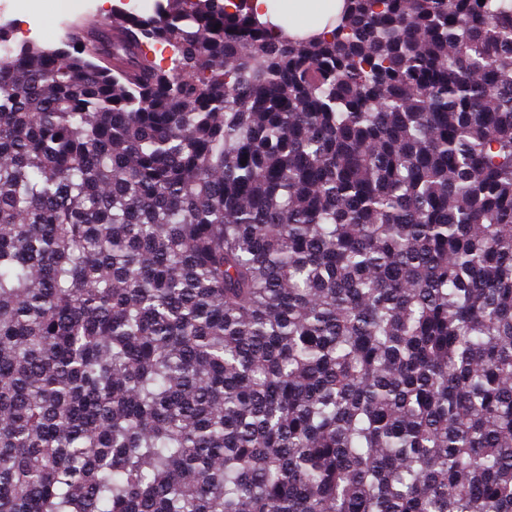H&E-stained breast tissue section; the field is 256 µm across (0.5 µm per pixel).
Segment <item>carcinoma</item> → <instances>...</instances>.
<instances>
[{"mask_svg": "<svg viewBox=\"0 0 512 512\" xmlns=\"http://www.w3.org/2000/svg\"><path fill=\"white\" fill-rule=\"evenodd\" d=\"M74 28L0 26V512H512V0Z\"/></svg>", "mask_w": 512, "mask_h": 512, "instance_id": "1", "label": "carcinoma"}]
</instances>
